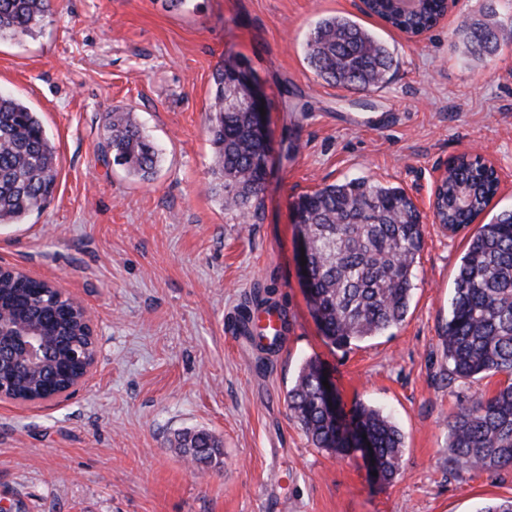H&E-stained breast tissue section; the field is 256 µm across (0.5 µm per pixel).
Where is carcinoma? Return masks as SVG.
<instances>
[{"mask_svg":"<svg viewBox=\"0 0 512 512\" xmlns=\"http://www.w3.org/2000/svg\"><path fill=\"white\" fill-rule=\"evenodd\" d=\"M444 10V0H418L410 11L397 0H369L367 13L414 33L433 28ZM50 14L51 0H0V39L30 34ZM459 33L473 55L491 54L498 47L494 25L466 22ZM305 58L325 82L356 92L377 88L393 66L384 43L344 16L315 23L305 42ZM233 67L227 62L213 72L206 131L218 180L211 191L224 208L245 215L259 207L263 173L257 160L271 149V142L258 136L251 113L225 111L226 100L244 95L230 80ZM104 137L114 164L143 179L153 174L160 152L130 112L112 110ZM57 177L56 148L38 113L0 94V225L22 224L41 210ZM493 187L494 171L479 159L463 155L449 161L434 200L442 227L455 232L473 223L493 198ZM294 210L307 230L310 303L326 339L344 349L401 325L423 246L420 214L405 191L354 179L299 196ZM21 306L32 317L53 320L54 335L87 345L81 308L7 266L0 270V308L9 317ZM249 339L270 352L280 337L257 330ZM441 339L454 376L506 377L492 397L474 401L448 423L449 461L458 470L512 468V210L493 216L469 240ZM47 360L39 371L16 366L6 397L32 402L52 385L66 388L55 379L53 357ZM323 378L319 362L307 360L288 390V409L314 447L348 455L351 444L325 415ZM349 421L371 441L379 477L386 482L396 479L405 442L392 417L359 402L350 410ZM178 445L198 466H210L222 454L205 430L182 434Z\"/></svg>","mask_w":512,"mask_h":512,"instance_id":"1","label":"carcinoma"}]
</instances>
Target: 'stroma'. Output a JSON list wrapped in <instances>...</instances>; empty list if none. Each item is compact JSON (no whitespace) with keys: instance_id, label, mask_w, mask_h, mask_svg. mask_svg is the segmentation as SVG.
<instances>
[{"instance_id":"35a3bbf8","label":"stroma","mask_w":512,"mask_h":512,"mask_svg":"<svg viewBox=\"0 0 512 512\" xmlns=\"http://www.w3.org/2000/svg\"><path fill=\"white\" fill-rule=\"evenodd\" d=\"M494 14L498 50L467 52L466 21ZM341 14L374 33L395 65L358 93L316 76L304 41ZM249 65L268 110L273 162L259 209L209 192L205 130L212 73ZM0 92L24 101L57 151L53 196L0 227V265L60 288L92 315L97 363L70 396L0 399V512H479L512 498V469H452L448 423L504 378L450 377L441 340L470 235L512 209V0H448L420 41L361 11L360 0H52L41 31L0 41ZM130 108L160 148L151 179L105 156L112 109ZM481 154L500 187L451 234L436 224L435 176ZM364 178L402 188L424 243L401 326L337 349L304 287L293 203ZM287 316L268 357L239 331L256 294ZM317 360L341 404L389 413L405 438L399 476L361 453L311 445L286 394ZM205 430L219 464L199 471L176 447Z\"/></svg>"}]
</instances>
